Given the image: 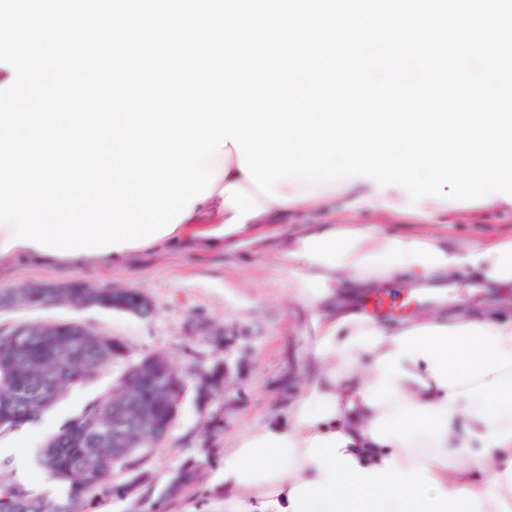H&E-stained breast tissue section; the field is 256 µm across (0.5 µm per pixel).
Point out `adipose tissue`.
Instances as JSON below:
<instances>
[{
    "label": "adipose tissue",
    "mask_w": 512,
    "mask_h": 512,
    "mask_svg": "<svg viewBox=\"0 0 512 512\" xmlns=\"http://www.w3.org/2000/svg\"><path fill=\"white\" fill-rule=\"evenodd\" d=\"M208 165L220 171L210 196L149 250L234 244L285 210L248 181L233 145ZM276 190L298 208L350 194L396 210L407 197L364 179H288ZM135 254L61 257L19 244L0 251V265L70 271ZM280 258L300 300L335 306L316 329L302 391L285 415L235 437L210 499L223 512H512V317L442 307L389 324L353 304L393 278L424 288L473 270L490 286L510 284L512 238L450 245L383 224H312L285 234Z\"/></svg>",
    "instance_id": "ef3b65f1"
}]
</instances>
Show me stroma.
Masks as SVG:
<instances>
[{
    "instance_id": "1",
    "label": "stroma",
    "mask_w": 512,
    "mask_h": 512,
    "mask_svg": "<svg viewBox=\"0 0 512 512\" xmlns=\"http://www.w3.org/2000/svg\"><path fill=\"white\" fill-rule=\"evenodd\" d=\"M361 224H384L397 233H426L448 242L512 237V206L470 200L455 206L444 225H432L411 213H382L361 200L314 210L291 209L253 229L250 247L213 250L173 248L140 253L133 265L76 270L77 278L98 287L129 288L147 295L148 316L97 307L50 304L0 309V327L24 322L77 321L89 329L123 340L131 359L167 354L184 375L223 362L229 372L224 389L207 403L187 388L179 414L155 449L146 469L153 490H161L184 463L202 462L198 486L172 500L169 512H205L206 490L224 450L245 428L287 411L304 381L306 352L321 309L295 296L296 283L279 259L276 227L297 230L305 224H336L342 218ZM112 370L72 387L53 411L25 425V447L2 448L12 461L13 476L34 492L51 491L52 483L34 463L43 439L57 431L90 399L113 387L124 369Z\"/></svg>"
}]
</instances>
